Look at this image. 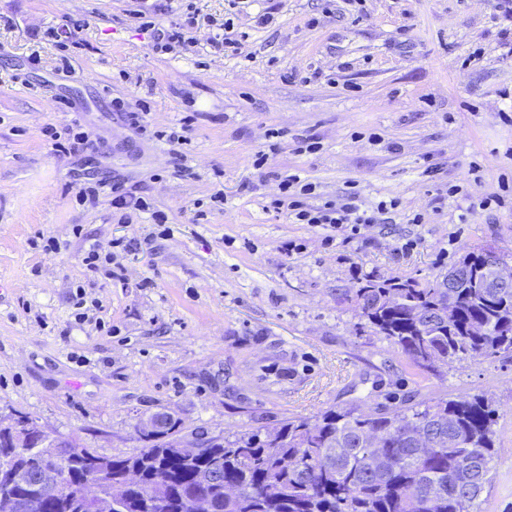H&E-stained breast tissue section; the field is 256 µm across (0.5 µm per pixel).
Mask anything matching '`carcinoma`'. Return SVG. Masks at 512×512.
<instances>
[{
  "label": "carcinoma",
  "mask_w": 512,
  "mask_h": 512,
  "mask_svg": "<svg viewBox=\"0 0 512 512\" xmlns=\"http://www.w3.org/2000/svg\"><path fill=\"white\" fill-rule=\"evenodd\" d=\"M486 249H468L448 274L424 282L366 277L355 289L358 328L397 347L419 369L471 359H512V293L480 287ZM497 410L482 395L437 397L392 410L329 408L313 418L287 420L267 431L213 437L197 455L180 452V419L143 438L145 445L112 456L76 447L69 483L138 482L127 491L131 512H193L186 498L205 494L212 512H480L463 476L475 471L491 485L497 454ZM14 446L0 425V459L33 470L47 448ZM220 472V481L210 477ZM68 488L42 502L41 512H77Z\"/></svg>",
  "instance_id": "obj_1"
}]
</instances>
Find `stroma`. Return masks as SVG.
Instances as JSON below:
<instances>
[{"label":"stroma","instance_id":"stroma-1","mask_svg":"<svg viewBox=\"0 0 512 512\" xmlns=\"http://www.w3.org/2000/svg\"><path fill=\"white\" fill-rule=\"evenodd\" d=\"M158 1L155 25L181 14V0H0V414L112 455L140 447L157 412L192 441L482 394L498 454L481 512H512V360L419 370L358 333L346 297L367 275L433 278L472 247L512 254V48L495 0H193L194 48L166 53L135 17ZM211 18L233 21L247 57L211 45ZM73 125L81 142L56 151L49 130ZM309 137L317 149L299 152ZM288 171L316 203L353 187L371 206L398 200L396 221L347 242L290 223L268 208ZM116 188L148 211L124 220ZM132 238L115 279L84 266L90 245ZM80 287L111 332L75 320Z\"/></svg>","mask_w":512,"mask_h":512}]
</instances>
